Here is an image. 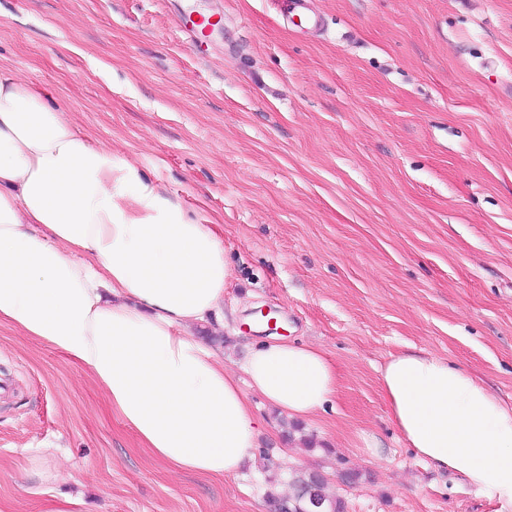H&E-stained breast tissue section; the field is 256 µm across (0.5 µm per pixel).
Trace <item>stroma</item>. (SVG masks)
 <instances>
[{
  "instance_id": "obj_1",
  "label": "stroma",
  "mask_w": 512,
  "mask_h": 512,
  "mask_svg": "<svg viewBox=\"0 0 512 512\" xmlns=\"http://www.w3.org/2000/svg\"><path fill=\"white\" fill-rule=\"evenodd\" d=\"M223 27L199 56L191 12ZM0 0V67L214 221L233 268L216 336L239 371L279 335L322 349L333 406L246 396L263 458L200 477L155 458L88 372L0 325V501L85 512H270L321 471L346 512H496L419 458L379 385L426 351L512 404V0ZM60 468L49 483L32 471ZM342 471L358 473L342 482Z\"/></svg>"
}]
</instances>
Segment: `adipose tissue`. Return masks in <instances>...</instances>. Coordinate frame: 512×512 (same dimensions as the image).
Returning a JSON list of instances; mask_svg holds the SVG:
<instances>
[{"mask_svg":"<svg viewBox=\"0 0 512 512\" xmlns=\"http://www.w3.org/2000/svg\"><path fill=\"white\" fill-rule=\"evenodd\" d=\"M231 279L222 239L187 203L81 137L32 80L0 70V324L78 362L144 447L183 473L231 476L256 456L236 376L193 334ZM242 369L295 418L338 388L321 349L276 337ZM380 387L408 447L512 512V406L428 353L391 357Z\"/></svg>","mask_w":512,"mask_h":512,"instance_id":"adipose-tissue-1","label":"adipose tissue"}]
</instances>
